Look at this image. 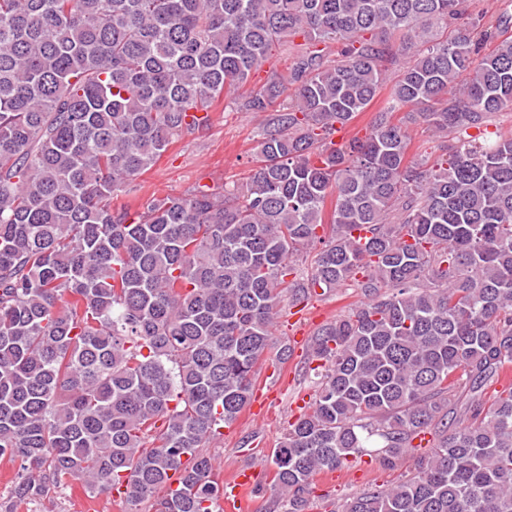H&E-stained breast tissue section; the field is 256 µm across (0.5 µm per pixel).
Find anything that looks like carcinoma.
Segmentation results:
<instances>
[{
    "label": "carcinoma",
    "mask_w": 512,
    "mask_h": 512,
    "mask_svg": "<svg viewBox=\"0 0 512 512\" xmlns=\"http://www.w3.org/2000/svg\"><path fill=\"white\" fill-rule=\"evenodd\" d=\"M468 2L0 0L16 501L123 482L142 512L174 480L156 512H215L204 448L249 404L279 312L350 286L274 449L278 512H308L314 478L353 457L400 467L422 432L429 454L341 512H512V134L484 129L512 110V13L490 25ZM297 38L288 73L245 89ZM223 97L267 113L244 184L114 204ZM375 103L364 136L331 141ZM419 118L432 158L410 154Z\"/></svg>",
    "instance_id": "carcinoma-1"
}]
</instances>
